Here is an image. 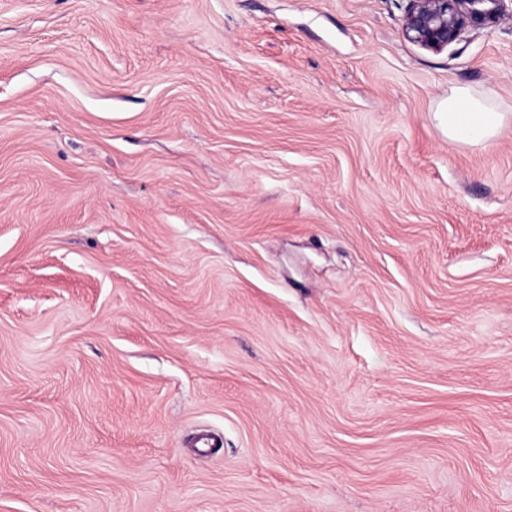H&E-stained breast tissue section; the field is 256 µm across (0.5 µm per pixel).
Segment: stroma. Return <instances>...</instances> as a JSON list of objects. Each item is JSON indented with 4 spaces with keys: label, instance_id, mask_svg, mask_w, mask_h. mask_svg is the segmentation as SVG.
Returning a JSON list of instances; mask_svg holds the SVG:
<instances>
[{
    "label": "stroma",
    "instance_id": "stroma-1",
    "mask_svg": "<svg viewBox=\"0 0 512 512\" xmlns=\"http://www.w3.org/2000/svg\"><path fill=\"white\" fill-rule=\"evenodd\" d=\"M407 5L0 0V512H512V0ZM403 33L407 40L430 51L458 41L465 30L490 18L484 2L494 0H407ZM510 114L500 110L491 90L457 88L438 102L435 118L448 139L476 146L493 138Z\"/></svg>",
    "mask_w": 512,
    "mask_h": 512
}]
</instances>
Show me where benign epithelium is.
I'll use <instances>...</instances> for the list:
<instances>
[{
  "mask_svg": "<svg viewBox=\"0 0 512 512\" xmlns=\"http://www.w3.org/2000/svg\"><path fill=\"white\" fill-rule=\"evenodd\" d=\"M486 0H408L403 33L407 40L430 51L458 41L465 30L490 18Z\"/></svg>",
  "mask_w": 512,
  "mask_h": 512,
  "instance_id": "1",
  "label": "benign epithelium"
}]
</instances>
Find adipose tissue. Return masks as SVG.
<instances>
[{"label": "adipose tissue", "mask_w": 512, "mask_h": 512, "mask_svg": "<svg viewBox=\"0 0 512 512\" xmlns=\"http://www.w3.org/2000/svg\"><path fill=\"white\" fill-rule=\"evenodd\" d=\"M435 118L450 140L476 146L493 138L512 114L501 111L493 91L457 88L438 102Z\"/></svg>", "instance_id": "ef3b65f1"}]
</instances>
